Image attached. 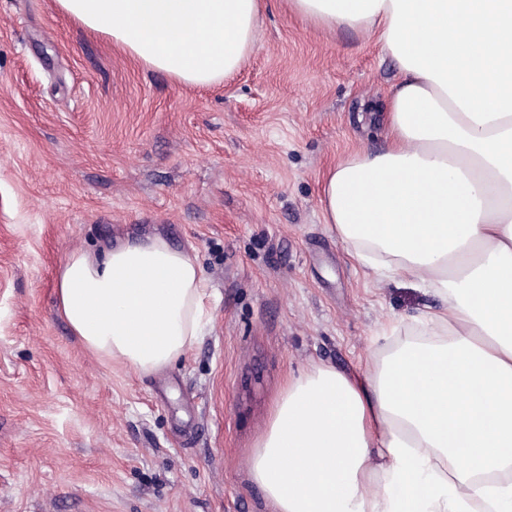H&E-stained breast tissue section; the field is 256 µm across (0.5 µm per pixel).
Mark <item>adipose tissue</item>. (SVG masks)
Here are the masks:
<instances>
[{"label": "adipose tissue", "mask_w": 512, "mask_h": 512, "mask_svg": "<svg viewBox=\"0 0 512 512\" xmlns=\"http://www.w3.org/2000/svg\"><path fill=\"white\" fill-rule=\"evenodd\" d=\"M178 83L250 54L264 0H57ZM326 28L374 33L401 79L388 144L327 174L325 223L358 259L440 300L432 338L370 370L291 379L250 459L276 512H512V0H285ZM60 316L92 352L144 372L207 320L195 258L159 235L73 253Z\"/></svg>", "instance_id": "1"}]
</instances>
